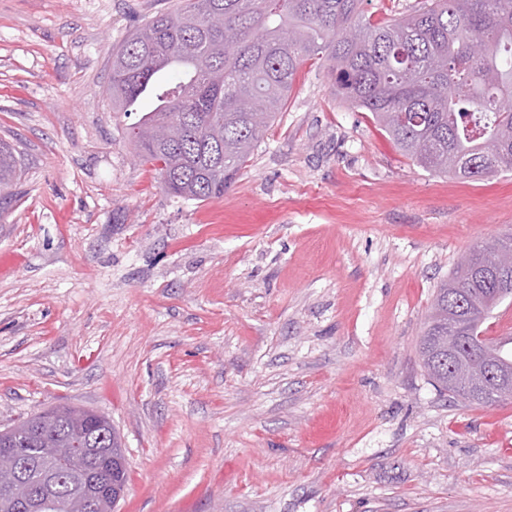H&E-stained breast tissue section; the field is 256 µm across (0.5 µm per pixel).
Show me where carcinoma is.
Segmentation results:
<instances>
[{"mask_svg": "<svg viewBox=\"0 0 512 512\" xmlns=\"http://www.w3.org/2000/svg\"><path fill=\"white\" fill-rule=\"evenodd\" d=\"M362 0H181L172 12L141 19L112 48V106L132 111L155 101L131 127L137 154L170 194L197 201L224 195L284 107L300 69L328 62L337 95L372 114L404 156L436 174L484 180L512 170V0H426L400 19L363 15ZM21 177L14 148L0 142V212ZM436 289L419 336L421 360L453 324L461 342L441 370L428 372L444 391L482 401L450 381L470 354L468 338L486 332L512 299L482 250ZM495 366L512 374V347L490 338ZM66 406L28 416L55 420L19 442L26 466L19 482L35 486L50 449L112 429L111 421L67 423ZM50 512H76L85 496L114 512L128 482L117 435L91 457L70 456Z\"/></svg>", "mask_w": 512, "mask_h": 512, "instance_id": "cac0c4a2", "label": "carcinoma"}]
</instances>
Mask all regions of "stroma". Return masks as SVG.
Here are the masks:
<instances>
[{"label":"stroma","mask_w":512,"mask_h":512,"mask_svg":"<svg viewBox=\"0 0 512 512\" xmlns=\"http://www.w3.org/2000/svg\"><path fill=\"white\" fill-rule=\"evenodd\" d=\"M179 0H0V428L110 418L116 512H512V401L439 391L436 288L512 234V172L402 155L304 66L224 195L168 194L113 111L112 47ZM21 164L14 148L7 142H0V214L7 210L13 201L12 188L21 177Z\"/></svg>","instance_id":"obj_1"}]
</instances>
